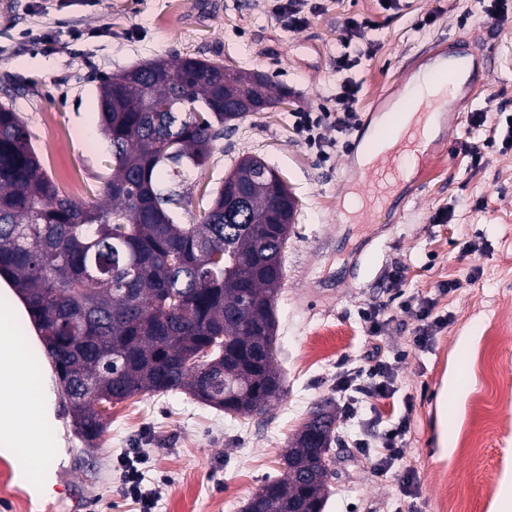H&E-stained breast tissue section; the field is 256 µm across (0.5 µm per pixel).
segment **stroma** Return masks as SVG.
I'll return each instance as SVG.
<instances>
[{
	"label": "stroma",
	"instance_id": "obj_1",
	"mask_svg": "<svg viewBox=\"0 0 512 512\" xmlns=\"http://www.w3.org/2000/svg\"><path fill=\"white\" fill-rule=\"evenodd\" d=\"M305 26L289 30L274 0H12L0 14V102L27 123L43 168L74 198L99 201L112 155L101 128L82 135L98 112L102 78L152 61L186 56L266 74L282 102L236 120L207 162L185 174L178 223L194 222L246 155L275 168L297 200L284 253L285 278L275 304V363L285 394L266 413L231 417L180 392L134 396L113 405L95 446L79 436L64 398L56 400L66 458L55 481L71 495L33 501L16 482L0 492V512H140L119 492L120 461L133 448L147 456L154 512H243L265 480L281 476L283 456L317 405L336 410L335 474L323 512H500L512 477V148L485 149L473 165L464 142L482 143L512 115V9L486 17L478 0H404L385 11L378 0H320ZM429 26H422L425 17ZM373 20L353 42L350 72L361 85L359 128L378 99L394 103V85L434 63L451 46L471 45L487 74L422 155L414 178L399 186L398 207L382 223H361L342 207L358 180L354 134L320 158L293 124V113L321 111L341 76L336 57L349 18ZM60 47L42 48L44 33ZM485 112L481 129L468 112ZM443 172L433 177V164ZM450 215L447 223L437 214ZM399 269L400 286L388 274ZM456 290L439 294L441 284ZM434 298L450 321L425 349L413 342V318L399 291ZM381 308L389 322L373 336L361 317ZM403 353L394 398L372 401L365 418L387 426L406 414L403 454L373 476L352 446L357 421L347 419L333 387L342 365H360L372 347ZM461 395L445 400L452 370ZM477 445H462L463 433ZM412 493H401L404 476Z\"/></svg>",
	"mask_w": 512,
	"mask_h": 512
}]
</instances>
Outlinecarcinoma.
<instances>
[{
	"instance_id": "1",
	"label": "carcinoma",
	"mask_w": 512,
	"mask_h": 512,
	"mask_svg": "<svg viewBox=\"0 0 512 512\" xmlns=\"http://www.w3.org/2000/svg\"><path fill=\"white\" fill-rule=\"evenodd\" d=\"M241 105H272L270 81L222 62L153 60L102 80L112 150L103 202L66 194L41 167L25 120L0 105V275L23 301L76 428L104 432L97 407L186 391L227 415L282 398L274 307L296 208L265 161L240 159L192 224H178L184 167L202 166L224 126V88ZM167 173L161 182L157 174ZM245 196L232 214L224 197ZM336 413L318 411L284 454L282 477L253 495L261 512L325 504Z\"/></svg>"
}]
</instances>
